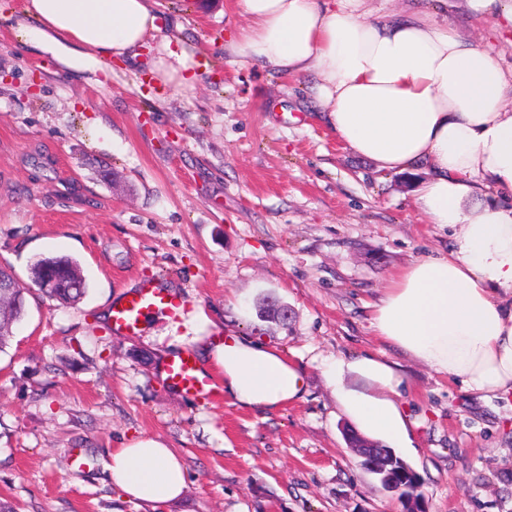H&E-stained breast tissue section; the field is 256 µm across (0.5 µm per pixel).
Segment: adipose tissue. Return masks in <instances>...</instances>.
<instances>
[{
  "mask_svg": "<svg viewBox=\"0 0 512 512\" xmlns=\"http://www.w3.org/2000/svg\"><path fill=\"white\" fill-rule=\"evenodd\" d=\"M365 0H237L249 23L228 46L239 61L316 78L330 129L380 171L422 174L415 202L427 223L450 232L444 254L394 272L373 304L374 333L463 390L512 393V71L492 51L434 18L438 0L409 14L370 16ZM156 0H24L22 44L102 84L112 61L136 57L159 37ZM199 63L163 40L153 73L193 88ZM202 374L223 378L242 409L276 411L303 398V371L253 338L201 347ZM338 406L377 440L409 436L402 380L368 354L323 363ZM113 486L158 507L178 499L187 471L150 437L113 449Z\"/></svg>",
  "mask_w": 512,
  "mask_h": 512,
  "instance_id": "1",
  "label": "adipose tissue"
}]
</instances>
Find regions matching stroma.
Instances as JSON below:
<instances>
[{
	"mask_svg": "<svg viewBox=\"0 0 512 512\" xmlns=\"http://www.w3.org/2000/svg\"><path fill=\"white\" fill-rule=\"evenodd\" d=\"M173 47L205 70L183 92L144 62L100 85L21 44L23 0H0V266L28 281L38 258L76 259L86 296L38 287L0 352V498L18 512H404L348 448L322 362L381 355L404 378L427 512H512V394L482 400L375 336L370 305L390 274L447 252L414 177L376 171L324 123L313 75L283 77L225 48L248 25L236 0H159ZM437 18L512 69V35L456 6ZM188 301L131 335L106 313L142 280ZM288 306L281 322L268 303ZM257 338L304 368V398L267 412L191 398L157 367L174 337ZM173 448L176 503L122 499L106 465L124 440Z\"/></svg>",
	"mask_w": 512,
	"mask_h": 512,
	"instance_id": "1",
	"label": "stroma"
}]
</instances>
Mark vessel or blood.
<instances>
[{"label":"vessel or blood","instance_id":"1","mask_svg":"<svg viewBox=\"0 0 512 512\" xmlns=\"http://www.w3.org/2000/svg\"><path fill=\"white\" fill-rule=\"evenodd\" d=\"M185 305L183 296L143 281L113 305L112 328L119 333L132 334L154 313L163 312L171 318H178ZM166 374L168 384L185 395L198 398L210 396L212 393L211 380L199 376L191 350H184L178 359L170 361Z\"/></svg>","mask_w":512,"mask_h":512}]
</instances>
